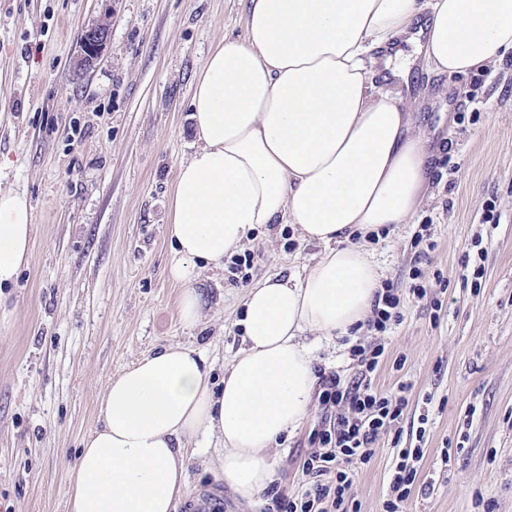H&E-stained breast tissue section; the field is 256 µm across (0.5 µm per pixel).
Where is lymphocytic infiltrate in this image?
<instances>
[{"label": "lymphocytic infiltrate", "mask_w": 512, "mask_h": 512, "mask_svg": "<svg viewBox=\"0 0 512 512\" xmlns=\"http://www.w3.org/2000/svg\"><path fill=\"white\" fill-rule=\"evenodd\" d=\"M352 354L360 371L349 381L340 375L321 376L320 403L325 411L312 438L313 447L300 461L301 473L308 480L298 495L278 493L266 512H360L349 497L352 475L358 465L371 462L379 435L394 429L408 404L404 392L378 390L372 375L385 355L379 344H359ZM420 448H401L389 477L384 512H400L418 481Z\"/></svg>", "instance_id": "lymphocytic-infiltrate-1"}]
</instances>
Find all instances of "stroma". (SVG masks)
I'll return each mask as SVG.
<instances>
[{
	"instance_id": "1",
	"label": "stroma",
	"mask_w": 512,
	"mask_h": 512,
	"mask_svg": "<svg viewBox=\"0 0 512 512\" xmlns=\"http://www.w3.org/2000/svg\"><path fill=\"white\" fill-rule=\"evenodd\" d=\"M245 20L244 0H0V189L26 194L34 224L28 265L0 290V512H66L98 397L155 350H201L221 388L249 285L305 275L324 251L289 224L255 230L248 280L204 268L200 322L179 320L165 226L177 168L197 146L193 83ZM100 22L108 44L78 69L80 36ZM409 79L404 102L431 154L426 197L409 223L363 244L385 281L408 288L418 268L433 297L404 298L374 384L413 387L401 436L425 456L407 512H512V53L478 75L419 60ZM462 86L469 98L456 97ZM487 203L497 223H484ZM424 224L436 247L420 262ZM468 262L480 287L464 281ZM306 340L316 370L353 375V338ZM322 416L313 403L275 449L271 491L304 489L300 457ZM393 438L380 435L354 480L361 512H382ZM218 453L190 459L178 512H261L267 495L244 502L217 478Z\"/></svg>"
}]
</instances>
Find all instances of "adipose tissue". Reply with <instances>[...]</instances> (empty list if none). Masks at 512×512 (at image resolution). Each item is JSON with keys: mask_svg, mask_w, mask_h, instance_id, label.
Wrapping results in <instances>:
<instances>
[{"mask_svg": "<svg viewBox=\"0 0 512 512\" xmlns=\"http://www.w3.org/2000/svg\"><path fill=\"white\" fill-rule=\"evenodd\" d=\"M421 19L435 73L476 72L512 51V0H246L243 36L212 47L190 100L198 147L178 167L166 226L182 322L200 321L202 266H223L257 227L294 225L325 251L305 276L248 291L223 389L182 344L110 379L68 512H176L199 438L221 446L218 477L239 499L272 483V451L307 419L316 388L304 336L350 335L371 313L380 271L351 236L407 223L425 198L424 139L375 82L379 49ZM32 219L25 194L0 190V288L28 261Z\"/></svg>", "mask_w": 512, "mask_h": 512, "instance_id": "1", "label": "adipose tissue"}]
</instances>
